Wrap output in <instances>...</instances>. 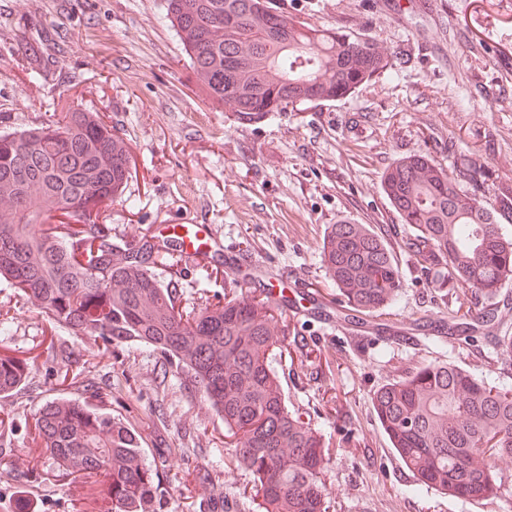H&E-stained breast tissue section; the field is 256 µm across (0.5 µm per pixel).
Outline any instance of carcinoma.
<instances>
[{"instance_id": "obj_1", "label": "carcinoma", "mask_w": 512, "mask_h": 512, "mask_svg": "<svg viewBox=\"0 0 512 512\" xmlns=\"http://www.w3.org/2000/svg\"><path fill=\"white\" fill-rule=\"evenodd\" d=\"M189 67L234 124L332 102L388 71L363 35L292 20L275 0H166ZM43 81L64 53L54 28L24 30ZM135 165L121 134L97 113L59 112L46 123L0 133V283L39 301L51 328L108 344L136 342L189 375L236 440L234 461L254 478L261 512H328L324 471L330 440L291 410L280 391L278 359L289 352L287 318L271 301L232 293L178 292L155 273L172 258L142 237L112 240L106 212L125 193ZM475 170L454 174L425 156L394 162L384 192L412 234L404 245L421 263L448 266L454 300L484 295L495 322L499 289L512 281V188L486 206L464 190ZM322 262L345 317L381 314L400 287L394 249L359 224H331ZM0 314V393L18 389L26 360L8 344ZM399 460L430 489L470 501L496 493L499 463L512 460V387L448 361L422 363L372 397ZM31 437L67 475L103 473L116 512H149L156 473L142 439L103 400L52 399Z\"/></svg>"}]
</instances>
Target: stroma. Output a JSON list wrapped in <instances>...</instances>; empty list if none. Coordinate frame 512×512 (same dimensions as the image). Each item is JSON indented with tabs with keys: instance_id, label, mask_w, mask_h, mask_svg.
I'll list each match as a JSON object with an SVG mask.
<instances>
[{
	"instance_id": "1",
	"label": "stroma",
	"mask_w": 512,
	"mask_h": 512,
	"mask_svg": "<svg viewBox=\"0 0 512 512\" xmlns=\"http://www.w3.org/2000/svg\"><path fill=\"white\" fill-rule=\"evenodd\" d=\"M289 18L373 40L391 71L335 102L274 113L257 126L226 120L187 64L165 18V0H0V132L41 124L51 113H99L124 135L135 173L128 200L108 211L112 234L129 241L173 224L215 227L223 250L211 266L157 267L161 280L206 289L286 296L336 307L321 261L328 225L389 231L401 286L379 321L413 331L446 328L440 344L354 343L340 319L295 315L296 342L316 361L283 357L276 366L289 408L334 443L325 470L329 512H512V463L499 493L480 502L420 486L398 460L372 409L375 390L404 370L448 360L476 375L475 351L494 346L484 329L458 324L446 296L448 270L421 265L410 233L387 199L382 177L398 158L424 155L445 170L477 166L469 192L493 202L512 187V0H277ZM55 26L69 42L63 64L43 84L16 30ZM13 318L10 345L28 360L22 388L0 395V512H108L101 479L59 475L28 426L43 404L70 391L61 366L89 374V393L142 438L157 473L155 512H257L252 478L231 464L213 467L224 423L189 377L140 344L110 345L67 335L48 348L39 306L0 285ZM25 455V478L11 462Z\"/></svg>"
}]
</instances>
